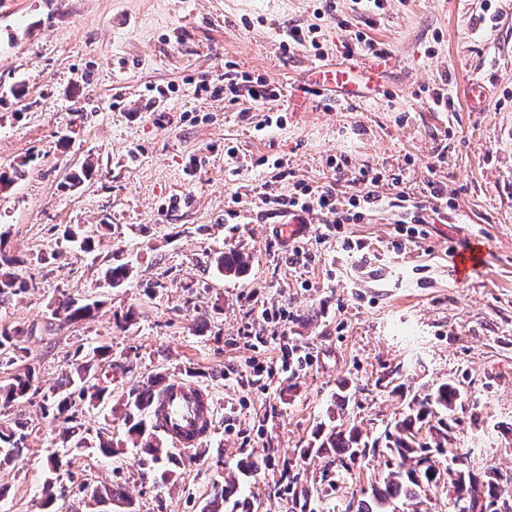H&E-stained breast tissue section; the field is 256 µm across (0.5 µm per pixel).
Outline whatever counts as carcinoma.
<instances>
[{"instance_id": "cac0c4a2", "label": "carcinoma", "mask_w": 512, "mask_h": 512, "mask_svg": "<svg viewBox=\"0 0 512 512\" xmlns=\"http://www.w3.org/2000/svg\"><path fill=\"white\" fill-rule=\"evenodd\" d=\"M6 244L0 241V299L18 295L30 288L20 273L21 259L5 251ZM249 259L242 254L222 256L218 267L228 276H240L248 269ZM96 304L64 299L55 311V318L65 323L89 320L94 316ZM21 329L0 328V369L7 376L0 379V406L7 408L37 389L38 373L29 366L16 368L21 362ZM73 368L54 391L51 407H42L45 417L51 420L52 430L62 431L66 436L76 434L80 428L72 408L85 402L92 408L111 399L112 381L117 375L129 371V362L112 356V347L98 345L90 350L80 345L74 350ZM152 388H134L127 393L125 412L122 418L124 438L112 442V427H101L96 438L82 436L75 447L90 448L103 457L112 458L122 453L128 442L148 456L142 461L144 469L140 478H153V465L165 460L179 467L182 456L176 449L168 447L160 425L152 421L149 404ZM461 399L460 389L450 382L432 386L421 395H413L393 420L373 440L364 439L363 431L357 427L336 425L333 416L329 423L320 424L314 440L301 449V455H322L336 467V481L328 487H302L288 491L293 504L307 508L309 501L320 500L328 490L336 489L337 482L347 477L350 466L357 460L376 454L388 457L387 471L370 489H361V497L350 499L345 512H401L409 505L413 512H427L426 505L433 497H445L453 506L465 504L464 512H512V488H504L501 475L495 468L480 472L469 467L460 472L457 462L469 459L467 454H457V437L452 426L453 415ZM26 424L4 418L0 421V466L10 465L20 459L25 448ZM78 492L96 504L108 500L122 504L127 500L120 485H99L81 480ZM240 492L236 479L214 484L213 495L204 506V512H222V506Z\"/></svg>"}]
</instances>
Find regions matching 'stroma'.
<instances>
[{
  "label": "stroma",
  "mask_w": 512,
  "mask_h": 512,
  "mask_svg": "<svg viewBox=\"0 0 512 512\" xmlns=\"http://www.w3.org/2000/svg\"><path fill=\"white\" fill-rule=\"evenodd\" d=\"M383 3L367 16L335 0L350 30L395 62L377 94L347 104L302 87L315 64L349 57L322 0H0V167L24 170L0 191V238L30 285L0 304V326L27 329L24 362L38 372L37 393L9 408L32 435L22 463L0 468V512H37L51 455L78 478L121 485V512H201L214 481L248 459L258 470L234 512H292L283 489L320 484L324 459L299 451L343 383L345 419L368 431L397 411L399 384L419 392L454 381L461 452L512 484V0ZM309 26L317 47L282 52V29ZM228 72L273 81L283 95L225 103L209 90ZM118 80L128 96L113 95ZM473 80L489 87L479 112L464 100ZM425 87L451 95L454 111H437ZM269 117L276 125L257 132ZM262 155L282 158L288 176L254 167ZM340 158L387 174L372 188L379 206L346 227L363 245L353 258L324 236L317 212L281 239L262 202L329 182ZM87 161L91 173L72 183ZM432 182L448 187L451 210L432 212L394 253L398 219L432 211ZM69 228L92 235L94 251ZM478 237L491 251L454 277ZM233 251L250 257L240 278L216 263ZM122 263L127 279L109 287L105 270ZM65 295L97 302L96 315L44 332ZM104 343L134 366L111 401L77 404L87 427L107 419L122 438L124 396L164 375H192L213 393L216 430L205 454L185 453L174 484L140 479V449L110 459L50 432L45 397L77 345ZM255 360L270 371L260 381ZM384 470L381 456L359 460L356 481L317 512H343Z\"/></svg>",
  "instance_id": "1"
}]
</instances>
